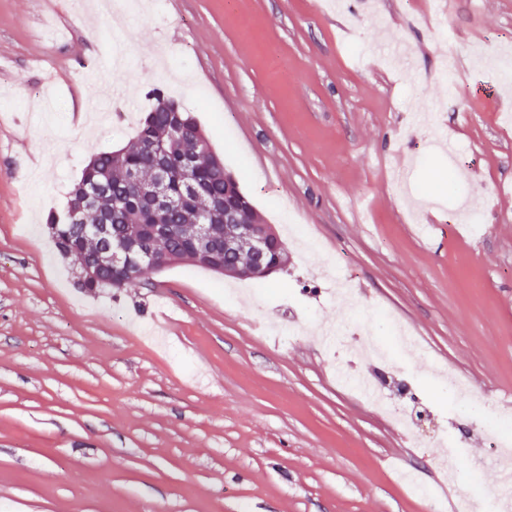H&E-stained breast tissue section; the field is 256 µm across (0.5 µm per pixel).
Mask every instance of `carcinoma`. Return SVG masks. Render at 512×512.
<instances>
[{
    "label": "carcinoma",
    "instance_id": "cac0c4a2",
    "mask_svg": "<svg viewBox=\"0 0 512 512\" xmlns=\"http://www.w3.org/2000/svg\"><path fill=\"white\" fill-rule=\"evenodd\" d=\"M151 96L154 104L140 118L132 141L112 151L93 154L84 168L82 176L104 185V193L96 204L87 207L73 187L65 213H50L46 218L45 229L57 255L73 261L78 271H86L84 277L77 278L76 285L88 294L109 290L111 286L110 272L102 266L100 246L85 231V225L105 223L111 237L122 238L153 223L149 203L137 198V189L129 180V171L138 170L142 180H149L155 147L164 148L168 163L173 168L190 151L204 149L208 153L200 162V182L195 190L177 181L171 185L173 196L178 199L189 197L194 205L174 206L160 216L163 223L177 225L179 232L154 242L153 252L158 259L172 264L190 262L200 266V258L191 239L195 225L204 220L213 201L227 202L236 210L241 224L261 223L251 198L241 190L236 177L228 171L222 178L214 174L210 162L220 160V156L212 150L193 113L167 97L159 87L151 90ZM248 261L249 257L240 249L226 252L221 248L213 256L214 267L210 271L222 275L224 269L243 267ZM287 261L285 243L279 236H272V247L266 253L264 265L277 272L286 266Z\"/></svg>",
    "mask_w": 512,
    "mask_h": 512
}]
</instances>
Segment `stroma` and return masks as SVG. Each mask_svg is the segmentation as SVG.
I'll list each match as a JSON object with an SVG mask.
<instances>
[{
    "label": "stroma",
    "instance_id": "1",
    "mask_svg": "<svg viewBox=\"0 0 512 512\" xmlns=\"http://www.w3.org/2000/svg\"><path fill=\"white\" fill-rule=\"evenodd\" d=\"M126 2L0 0V512H432L495 491L473 470L493 436L439 371L512 402V64L475 57L512 49V0ZM155 86L288 248L243 296L186 264L89 295L43 231ZM448 137L473 224L432 177ZM347 316L389 350L387 397L429 419L422 446L313 337Z\"/></svg>",
    "mask_w": 512,
    "mask_h": 512
}]
</instances>
